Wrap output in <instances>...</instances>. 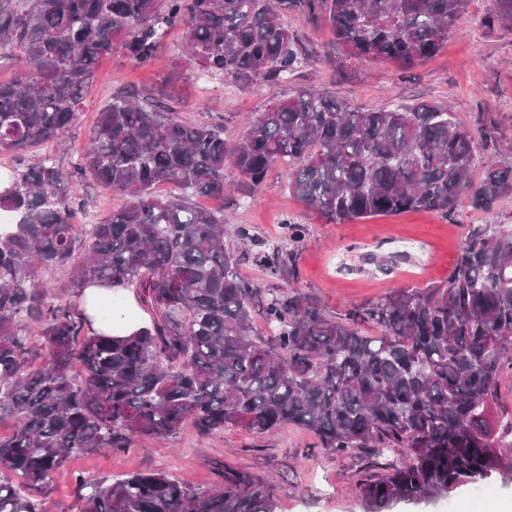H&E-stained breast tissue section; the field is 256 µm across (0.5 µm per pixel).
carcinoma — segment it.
<instances>
[{
  "mask_svg": "<svg viewBox=\"0 0 512 512\" xmlns=\"http://www.w3.org/2000/svg\"><path fill=\"white\" fill-rule=\"evenodd\" d=\"M325 5L351 54L410 67L437 54L467 0H22L0 5V46L30 71L0 82V153L22 161L0 191V512H46L51 475L75 455L128 447L191 422L211 435L264 434L285 425L315 435L338 456L402 454L359 480L365 512L442 498L494 473L512 474L503 425L492 421L504 367L512 369V224H472L444 284L400 288L330 319L295 288L270 293L238 272L249 256L224 244V213L197 196H224L225 171L255 192L289 159L288 190L333 224L379 215L496 213L512 197V160L471 181L479 132L445 102L359 110L326 89L300 87L267 108L237 140L188 124L168 103L137 91L98 112L78 171L125 203L72 235L78 208L67 178L35 148L76 122L99 60L120 49L149 64L168 30L188 31L187 57L242 87L288 79L304 60L283 11ZM162 184L182 189L157 192ZM74 265L73 284L138 289L151 314L123 338L85 330L84 319L47 300L38 267ZM268 277L293 254L256 255ZM262 318L269 327L257 329ZM40 326L49 361L26 367L21 323ZM372 323L380 336L362 333ZM81 380L69 373L73 360ZM18 475L17 486L12 477ZM201 490L163 471L112 482L74 479L78 512H278L276 487L226 469Z\"/></svg>",
  "mask_w": 512,
  "mask_h": 512,
  "instance_id": "obj_1",
  "label": "carcinoma"
}]
</instances>
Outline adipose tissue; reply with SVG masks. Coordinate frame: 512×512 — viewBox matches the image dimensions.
<instances>
[{
	"instance_id": "obj_1",
	"label": "adipose tissue",
	"mask_w": 512,
	"mask_h": 512,
	"mask_svg": "<svg viewBox=\"0 0 512 512\" xmlns=\"http://www.w3.org/2000/svg\"><path fill=\"white\" fill-rule=\"evenodd\" d=\"M80 310L90 332L124 337L145 325L135 304L118 301L111 289L90 286L83 290Z\"/></svg>"
}]
</instances>
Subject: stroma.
I'll return each mask as SVG.
<instances>
[{
  "label": "stroma",
  "mask_w": 512,
  "mask_h": 512,
  "mask_svg": "<svg viewBox=\"0 0 512 512\" xmlns=\"http://www.w3.org/2000/svg\"><path fill=\"white\" fill-rule=\"evenodd\" d=\"M496 0H468L466 10L441 52L406 69L383 60L351 55L339 44L325 17L289 11L284 21L307 49L306 63L285 82L244 88L220 75L199 74L185 66L170 82L172 63L181 55L184 30L171 31L149 66L123 55L99 61L85 90L76 123L61 145L43 147L68 175L67 192L82 207L81 223L93 224L123 202L97 183L77 178L82 153L100 109L121 91L141 90L172 98L179 119L220 124L237 138L247 120L297 88H326L349 106L378 110L396 103L433 100L448 103L473 128L494 134L474 165L481 177L492 161L512 158V24L495 21ZM287 164H277L256 194H246L234 169H227L223 197L200 198L202 206L223 211L230 231L246 228L254 250L272 246L292 252L293 275L272 281L254 259L241 264L243 278L257 288L294 287L332 318L372 304L396 288H423L447 281L460 254L468 225L494 223V215L459 203L454 213L406 212L349 224H331L287 190ZM303 224L305 235L293 241L285 217ZM308 431L284 426L255 435L233 428L200 435L184 423L160 438L136 439L123 451L74 456L54 474L49 486L52 512L73 503L75 477L97 482L140 470H164L201 489H213L223 468L247 471L277 485L280 512H363L354 494L365 474L382 473V465L359 454L336 456L316 446ZM490 492L475 496L471 485L451 496L418 503L394 504L391 512H512V476L486 480Z\"/></svg>",
  "instance_id": "obj_1"
}]
</instances>
